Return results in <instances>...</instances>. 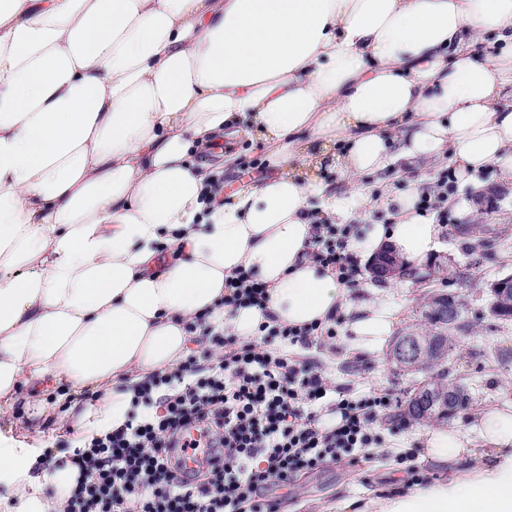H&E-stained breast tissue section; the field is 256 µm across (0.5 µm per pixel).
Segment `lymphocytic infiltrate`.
I'll use <instances>...</instances> for the list:
<instances>
[{
  "label": "lymphocytic infiltrate",
  "instance_id": "f902f5d3",
  "mask_svg": "<svg viewBox=\"0 0 512 512\" xmlns=\"http://www.w3.org/2000/svg\"><path fill=\"white\" fill-rule=\"evenodd\" d=\"M350 233L321 224L313 239L314 259L345 283L355 276ZM335 336L329 325H266L247 342L208 334L202 356L140 384L141 413L78 450L66 512H272L270 486L328 460L355 462L380 444L373 423L391 409L390 395L336 393L321 369L282 350ZM326 409L339 422L324 423ZM191 426L207 437L203 480L182 464Z\"/></svg>",
  "mask_w": 512,
  "mask_h": 512
}]
</instances>
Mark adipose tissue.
Instances as JSON below:
<instances>
[{
    "instance_id": "ef3b65f1",
    "label": "adipose tissue",
    "mask_w": 512,
    "mask_h": 512,
    "mask_svg": "<svg viewBox=\"0 0 512 512\" xmlns=\"http://www.w3.org/2000/svg\"><path fill=\"white\" fill-rule=\"evenodd\" d=\"M221 136L260 139L283 167L205 204L214 171L193 156ZM442 157L512 182V0H0V413L64 381L71 431L101 435L192 353L197 317L245 341L328 323L350 290L312 258L314 225L393 206L349 248L415 268L438 225L352 181L398 164L417 184ZM326 161L343 187L316 177ZM242 270L265 309L225 305ZM397 321L368 305L352 328L371 349ZM86 389L97 404L79 406ZM473 428L426 431L447 479L354 512H512V402ZM34 464L0 448L9 512H65L77 468Z\"/></svg>"
}]
</instances>
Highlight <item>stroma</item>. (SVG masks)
<instances>
[{"instance_id":"35a3bbf8","label":"stroma","mask_w":512,"mask_h":512,"mask_svg":"<svg viewBox=\"0 0 512 512\" xmlns=\"http://www.w3.org/2000/svg\"><path fill=\"white\" fill-rule=\"evenodd\" d=\"M237 161L224 168V190L233 192L241 185L258 181L260 174L273 175L280 167L268 156L264 147L241 142ZM460 224H477L493 230L501 224L512 225V194L491 213L463 214L449 210L448 222L441 227L439 253L448 257L453 270L469 269L470 275L455 284L457 294L463 297L469 310H487L490 296L486 285L501 276L512 274V234L501 237L492 252L474 258L466 250L464 238L457 233ZM439 280L427 283L406 278L400 285L372 283L366 265H359L358 278L352 288L354 304H387L400 312V322L392 337L384 338L372 351L361 349L358 337L350 323L352 314L338 313L336 336L321 347L301 351L300 356L323 368L332 385L340 390L361 393L381 390L405 402L412 390L425 379L424 374L396 368L389 360L388 351L393 336L424 331L420 311L431 295L442 290ZM478 350L502 351L512 356V322L491 324L490 320L475 322L471 332L462 337L453 362V374L468 387L472 407L460 413L456 424L469 427L475 409L497 402L512 401V364L485 371H477L473 354ZM39 403V402H38ZM38 403H18L14 413L0 416V435L26 437L36 446L51 450L52 454L73 456L75 442L68 429L58 425L56 419H46L38 413ZM374 430L383 442L379 447L367 449L356 464L327 462L315 470L303 471L294 483L274 488L282 512H338L342 501L367 500L391 494L396 477L405 475V454L418 452L421 428L409 421L391 418L378 421Z\"/></svg>"}]
</instances>
